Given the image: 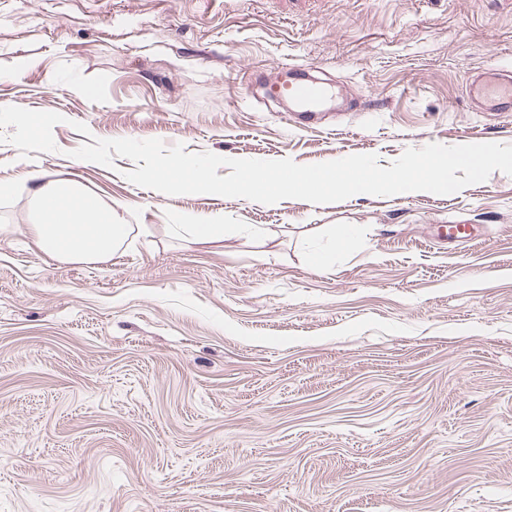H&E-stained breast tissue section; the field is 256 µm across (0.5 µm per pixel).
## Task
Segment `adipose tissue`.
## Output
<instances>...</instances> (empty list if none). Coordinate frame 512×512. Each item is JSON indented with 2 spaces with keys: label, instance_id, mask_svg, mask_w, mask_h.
<instances>
[{
  "label": "adipose tissue",
  "instance_id": "obj_1",
  "mask_svg": "<svg viewBox=\"0 0 512 512\" xmlns=\"http://www.w3.org/2000/svg\"><path fill=\"white\" fill-rule=\"evenodd\" d=\"M36 219L26 231L49 258L66 263H106L125 252L134 227L120 223L110 205L74 179H51L32 194Z\"/></svg>",
  "mask_w": 512,
  "mask_h": 512
}]
</instances>
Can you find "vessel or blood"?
<instances>
[{"mask_svg": "<svg viewBox=\"0 0 512 512\" xmlns=\"http://www.w3.org/2000/svg\"><path fill=\"white\" fill-rule=\"evenodd\" d=\"M255 81L270 97L287 101L291 112L308 121L336 98L332 85L313 80L301 67L282 68L280 76L274 79L261 73ZM466 93L470 100L484 103L489 111L512 112V72L479 74L468 82Z\"/></svg>", "mask_w": 512, "mask_h": 512, "instance_id": "obj_1", "label": "vessel or blood"}]
</instances>
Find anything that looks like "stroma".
Segmentation results:
<instances>
[{
	"label": "stroma",
	"instance_id": "obj_1",
	"mask_svg": "<svg viewBox=\"0 0 512 512\" xmlns=\"http://www.w3.org/2000/svg\"><path fill=\"white\" fill-rule=\"evenodd\" d=\"M289 64L361 108L305 125L244 74ZM497 69L512 0H0V107L65 118L56 151L0 143L17 186L0 197V512H512V176L264 205L70 156L158 138L386 168L430 143L512 144V113L466 94ZM55 178L142 243L46 257L25 226ZM214 213L223 243L170 231ZM450 224L478 235L455 246Z\"/></svg>",
	"mask_w": 512,
	"mask_h": 512
}]
</instances>
